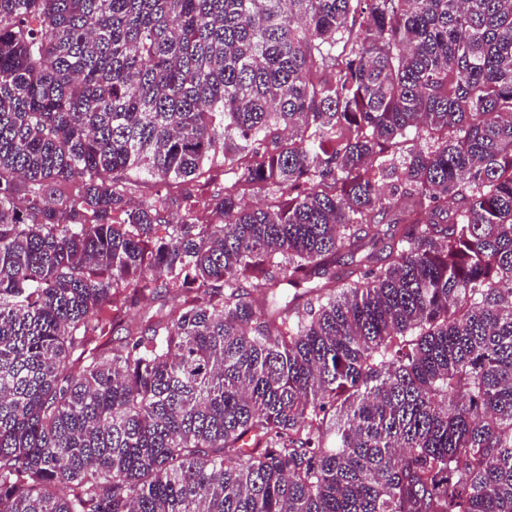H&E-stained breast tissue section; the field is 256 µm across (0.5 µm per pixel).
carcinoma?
I'll return each mask as SVG.
<instances>
[{
    "mask_svg": "<svg viewBox=\"0 0 512 512\" xmlns=\"http://www.w3.org/2000/svg\"><path fill=\"white\" fill-rule=\"evenodd\" d=\"M0 512H512V0H0Z\"/></svg>",
    "mask_w": 512,
    "mask_h": 512,
    "instance_id": "cac0c4a2",
    "label": "carcinoma"
}]
</instances>
